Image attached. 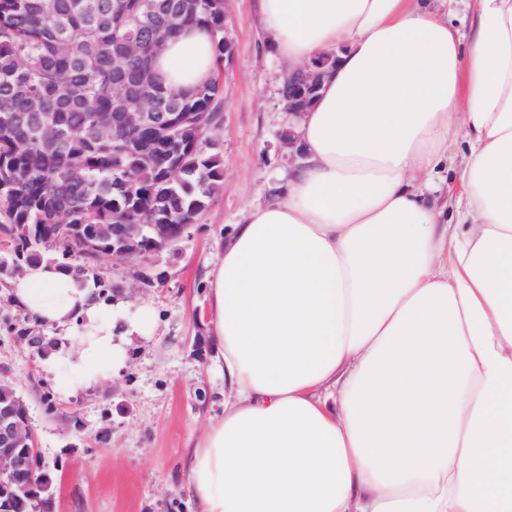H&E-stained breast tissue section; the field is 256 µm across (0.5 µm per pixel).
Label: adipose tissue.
Instances as JSON below:
<instances>
[{
  "instance_id": "ef3b65f1",
  "label": "adipose tissue",
  "mask_w": 512,
  "mask_h": 512,
  "mask_svg": "<svg viewBox=\"0 0 512 512\" xmlns=\"http://www.w3.org/2000/svg\"><path fill=\"white\" fill-rule=\"evenodd\" d=\"M289 70L340 61L293 129L276 198L250 205L207 273L224 415L184 459L196 512H512V0L451 28L427 0H261ZM194 26L158 67L186 92L214 71ZM467 129L455 202L429 197ZM14 302L69 348L61 391L112 379L146 333L58 263Z\"/></svg>"
}]
</instances>
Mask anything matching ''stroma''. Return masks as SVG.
Masks as SVG:
<instances>
[{"label":"stroma","instance_id":"1","mask_svg":"<svg viewBox=\"0 0 512 512\" xmlns=\"http://www.w3.org/2000/svg\"><path fill=\"white\" fill-rule=\"evenodd\" d=\"M234 54L219 73L222 120L205 135L224 156V190L184 238L149 261L102 259L100 272L129 316L152 309L144 336L124 337L128 359L111 381L56 388L31 336L66 342L18 308L16 270L0 247V381L29 410L51 465L54 512H195L182 461L191 439L224 414V364L207 327L205 276L245 206L272 199L292 169L279 89L286 67L260 0H225Z\"/></svg>","mask_w":512,"mask_h":512}]
</instances>
